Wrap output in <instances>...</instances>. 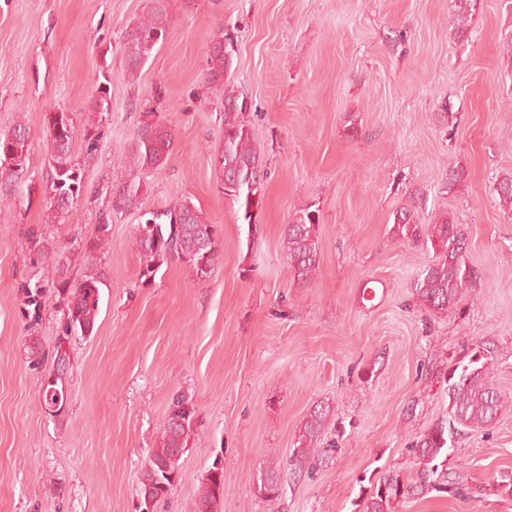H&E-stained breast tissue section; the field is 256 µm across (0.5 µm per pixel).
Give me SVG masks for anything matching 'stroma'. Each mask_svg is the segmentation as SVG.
Instances as JSON below:
<instances>
[{
    "instance_id": "1",
    "label": "stroma",
    "mask_w": 512,
    "mask_h": 512,
    "mask_svg": "<svg viewBox=\"0 0 512 512\" xmlns=\"http://www.w3.org/2000/svg\"><path fill=\"white\" fill-rule=\"evenodd\" d=\"M150 0H0V131L24 120L29 168L0 213V512H138L139 481L174 394L196 408L179 479L155 512H194L212 464L224 469L214 512H361L385 473L415 466L413 438L447 407L444 378L463 350L488 354L512 399V218L493 192L512 174V13L480 0L466 40L451 0H167L168 30L138 78L123 35ZM234 37L231 80L252 103L264 185L244 220L214 165L224 114L206 58L219 28ZM105 87L110 109L93 101ZM172 122L167 163L142 210L190 200L224 248L210 277L184 263L140 279L139 216L99 214L148 111ZM64 112L84 177L62 224L44 221L50 150L44 116ZM101 133L95 151L84 134ZM462 179L448 184L449 168ZM320 210V269L304 282L286 256L296 209ZM453 215L467 228L470 285L458 317L427 311L410 284L432 251L402 243L394 214ZM66 256L76 287L102 274L92 334H65L67 290L31 294L52 275L34 237ZM70 367L61 412L42 389L57 344ZM38 347L31 356L30 347ZM330 403V458L289 473L301 421ZM466 483L512 470V406L490 431L461 437L448 461ZM278 469L277 499L258 491ZM396 512H512V499L432 493Z\"/></svg>"
}]
</instances>
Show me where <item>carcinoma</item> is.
I'll return each instance as SVG.
<instances>
[{"label": "carcinoma", "instance_id": "carcinoma-1", "mask_svg": "<svg viewBox=\"0 0 512 512\" xmlns=\"http://www.w3.org/2000/svg\"><path fill=\"white\" fill-rule=\"evenodd\" d=\"M479 0H452V24L459 39L468 36ZM168 29V14L164 0H155L151 8L131 27L124 39L126 73L134 79L153 50L164 40ZM228 34L219 30L210 46L207 58L206 82L215 98L223 104L224 135L215 149V164L224 195L240 204L244 220L251 221L252 199L260 193L265 175L261 148L255 143L247 113L250 105L231 81L235 46L226 40ZM51 150L46 180L48 201L45 223L61 224L69 215L72 202L68 195L81 193V182L71 179L79 170L73 153L74 129L64 112H49L45 116ZM174 135L172 124L157 120L143 124L132 142L122 173L112 184V205L99 215L97 234L86 247L97 252L108 236L112 216L140 209V199L151 172L164 165L169 157ZM20 151L30 157L29 128L21 121L8 132H0V201L8 203L25 170L5 162L9 152ZM495 194L503 212L512 215V175L495 183ZM143 221L136 227V244L141 256L140 277L148 280L165 263L178 260L192 267L196 275L208 277L214 271L223 247L217 225L210 224L189 200H180L160 211L142 214ZM318 210L308 205L298 209L285 227L287 255L295 276L301 281L311 279L320 265L318 237ZM394 236L410 245H422L434 254L411 283L415 298L425 309L454 315L460 299L470 285L465 257L468 235L465 225L448 214L432 224L420 222L412 209L396 212L392 226ZM38 258L51 260L53 270L63 279L65 264L62 255L37 245ZM101 273L85 276L67 304V332L91 334L99 308ZM57 376L46 385L44 400L52 405L64 400V388L59 381L65 374L68 355L62 345L56 346ZM444 394L448 398L445 416L423 431L410 445L415 458L414 471L406 478L387 473L379 479L363 506V512H394L398 500L419 498L432 492L466 497L494 496L512 499V472L503 471L489 483L472 486L462 483L460 476L448 468L450 451L456 439L478 429L491 426L505 410V401L493 387L487 368L485 352L472 351L448 368L444 379ZM335 410L328 403L315 405L302 420L296 441L288 458L289 471L303 473L313 468L315 449L333 421ZM193 403L184 395L172 398L160 447L153 450L140 480L139 512H154L156 504L166 499L171 490L170 477L179 475V460L195 424ZM261 495L275 499L280 495L279 473H264L258 485ZM224 497V469L212 467L198 500L197 512H209L211 505Z\"/></svg>", "mask_w": 512, "mask_h": 512}]
</instances>
